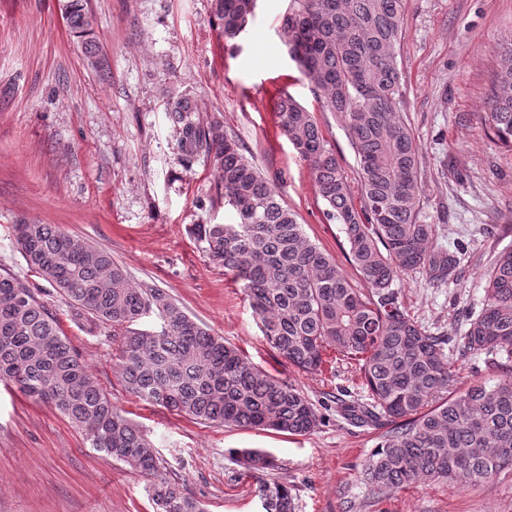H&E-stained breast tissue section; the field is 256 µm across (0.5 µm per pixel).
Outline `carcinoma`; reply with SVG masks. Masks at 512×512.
Returning a JSON list of instances; mask_svg holds the SVG:
<instances>
[{
    "label": "carcinoma",
    "mask_w": 512,
    "mask_h": 512,
    "mask_svg": "<svg viewBox=\"0 0 512 512\" xmlns=\"http://www.w3.org/2000/svg\"><path fill=\"white\" fill-rule=\"evenodd\" d=\"M291 2L280 39L324 107L347 120L360 205L311 113L287 93L276 112L309 166L326 219L341 226L365 287H353L307 238L222 121L194 116L182 97L168 112L179 129L180 162L188 165L200 153L212 158L215 199L235 213L232 224L197 225L208 259L243 282L264 339L289 365L321 372L330 351L350 365L362 393L314 403L248 362L164 289L133 284L110 252L55 224L14 225L16 248L87 332L109 326L121 337L120 374L136 397L203 423L298 436L333 409L354 425L382 430L359 470L372 494L414 484L477 487L512 469V248L498 253L484 274L482 307L465 312L454 335L434 333L408 315L392 288L395 278L418 270L443 285L458 279L461 258L434 246L437 225L417 216L419 149L398 108L395 55L407 0ZM212 6L218 36L229 45L244 32L256 0ZM67 9L72 32L86 37L92 19L83 0ZM486 110L494 140L512 150V41L499 56ZM481 355L500 373L498 382L455 392L459 363ZM0 381L54 408L90 447L141 473L156 512H204L99 387L40 290L8 273L0 274ZM236 455L257 484L264 512H295L288 486L266 479L274 459L256 449Z\"/></svg>",
    "instance_id": "1"
}]
</instances>
